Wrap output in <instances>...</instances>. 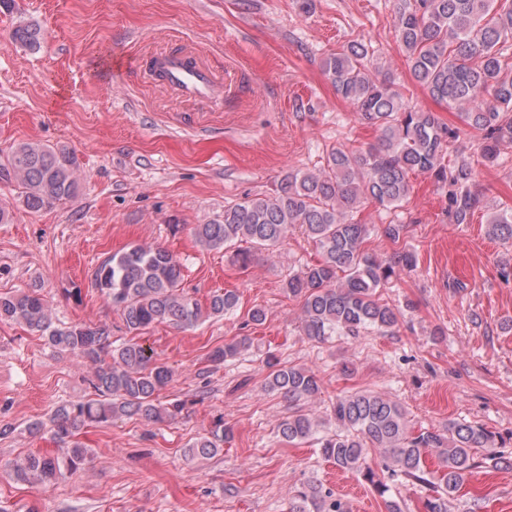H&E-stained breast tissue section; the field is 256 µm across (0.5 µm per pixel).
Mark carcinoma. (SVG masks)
I'll return each instance as SVG.
<instances>
[{
	"mask_svg": "<svg viewBox=\"0 0 512 512\" xmlns=\"http://www.w3.org/2000/svg\"><path fill=\"white\" fill-rule=\"evenodd\" d=\"M395 29L414 79L430 97L463 109V122L481 133V158L498 159L501 147L512 145V70L501 60L512 42V0H397ZM13 42L40 49L43 32L34 24L18 26ZM365 43L353 40L326 61L325 71L336 93L349 101L360 120L379 132L377 143L355 152L336 147L317 173L290 172L272 196L245 198L224 207V216L198 224L193 233L208 249L231 253L247 268L253 250L269 249L288 238L297 226L320 252V259L288 276V296L302 299V331L311 341L334 336L359 338L365 333L391 334L399 310L380 298L378 289L397 273L416 266L413 251L390 260L370 253V228L352 214L367 200L399 208L410 192L409 175L428 173L448 186V220L468 223L480 206L473 189L474 169L468 160L448 162L459 132L439 124L431 112L410 106L388 79L364 68ZM77 155L63 145L21 142L0 157V179L15 182L18 196L31 211L63 204L77 196ZM488 235L512 243V210L495 212ZM247 247H242V244ZM182 267L170 251L136 245L108 257L96 270L95 286L120 312L130 337L115 345L104 326L54 325L49 303L34 286L20 293H0V321H14L40 333L56 351L68 352L90 366L88 383L94 397L58 406L48 428L59 448L30 452L10 463L17 484L45 485L73 474L87 464L90 449L78 440L90 425H110L139 416L154 423L170 422L182 413L181 400L163 404L160 392L173 380V370L158 361L142 334L153 325L192 326L205 317L235 311L234 291L214 293L207 303L180 288ZM251 347L243 336L209 354L215 365L236 358ZM265 365V388L279 393L291 408L280 425L290 443L315 441L322 457L337 468L364 472L379 494L390 486L374 480L367 465L369 451L382 453L388 479L417 482L431 491L424 512H451L450 499L475 468H496L503 459L492 431L467 421L414 428L402 406L379 393L345 391L331 404L335 430L320 434L325 423L305 413L301 403L322 393V381L308 368L283 365L272 355ZM231 429L219 418L205 435L191 441L184 454L210 458L223 452ZM435 456L437 468L427 469ZM289 512H352L341 495L316 481L301 485Z\"/></svg>",
	"mask_w": 512,
	"mask_h": 512,
	"instance_id": "cac0c4a2",
	"label": "carcinoma"
}]
</instances>
